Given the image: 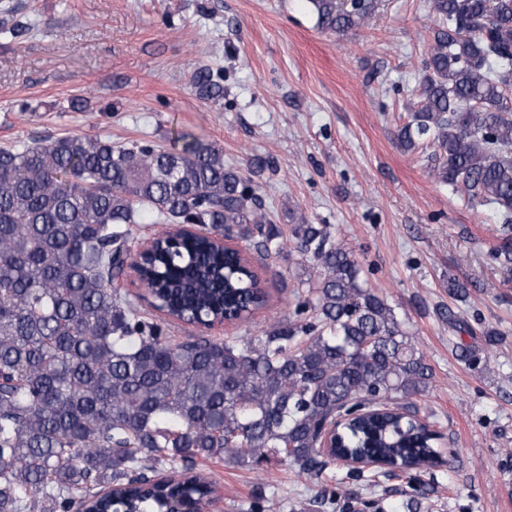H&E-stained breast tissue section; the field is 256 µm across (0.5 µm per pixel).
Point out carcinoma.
Instances as JSON below:
<instances>
[{"mask_svg":"<svg viewBox=\"0 0 512 512\" xmlns=\"http://www.w3.org/2000/svg\"><path fill=\"white\" fill-rule=\"evenodd\" d=\"M317 26L369 23L376 0H307ZM428 58L405 150L470 203L512 228V0H430ZM200 95L224 97L203 68ZM101 135L49 136L0 148V512H162L158 472L208 507L200 459L255 467L276 456L319 480L336 452L408 467L410 502L432 489L431 425L414 398L432 369L363 264L325 224L273 222L258 186L224 152ZM150 212L200 231L157 232L132 250ZM248 243L221 245L224 235ZM297 254L292 313L258 336H166L128 299L133 267L166 316L202 331L269 306L255 262ZM512 281V235L490 252ZM336 422V447L321 428ZM346 473L309 505L348 498Z\"/></svg>","mask_w":512,"mask_h":512,"instance_id":"carcinoma-1","label":"carcinoma"}]
</instances>
